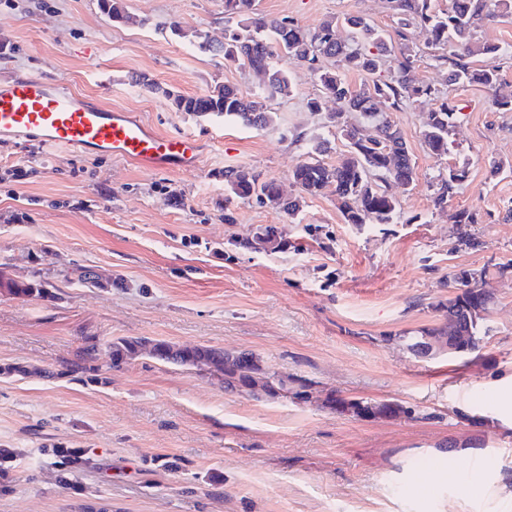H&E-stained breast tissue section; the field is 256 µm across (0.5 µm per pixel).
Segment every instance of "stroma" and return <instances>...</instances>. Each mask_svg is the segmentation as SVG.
Masks as SVG:
<instances>
[{
    "instance_id": "35a3bbf8",
    "label": "stroma",
    "mask_w": 512,
    "mask_h": 512,
    "mask_svg": "<svg viewBox=\"0 0 512 512\" xmlns=\"http://www.w3.org/2000/svg\"><path fill=\"white\" fill-rule=\"evenodd\" d=\"M114 23L100 0H0V76L35 74L139 114L159 133H195L199 169L148 170L106 154H61L0 144V281L42 283L50 296L0 288V448L13 451L0 512H512V112L478 85H452L424 56L415 78L448 95V154L422 131L434 104L403 105L392 119L416 163L394 188L391 224L345 223L332 189L306 198L296 219L253 199L225 204L223 173L245 167L298 195L292 179L311 138L323 160L348 152L325 113L309 111L317 79L287 65L292 90L268 99L263 129L175 111L169 93L229 84L248 99L258 80L240 62L203 53L171 23L223 40L224 0H122ZM260 13L315 29L362 15L385 31L388 0H257ZM474 57L512 94V18ZM154 82L148 90L146 82ZM27 167L22 181L6 173ZM465 169L446 207L439 175ZM475 213L481 245L458 240L457 210ZM16 212L21 224L9 223ZM281 227L285 250L248 248L258 228ZM487 268L490 302L478 357L415 356L405 338L443 321L448 283ZM91 271L84 280L82 271ZM149 338L248 351L306 398L226 391L221 380L140 353L113 367L110 345ZM94 351V375L74 373ZM394 400L414 417L356 418L329 395ZM483 425H474V415ZM454 451H444L448 439ZM82 448L88 461L59 473L48 451ZM179 461L167 469V458Z\"/></svg>"
}]
</instances>
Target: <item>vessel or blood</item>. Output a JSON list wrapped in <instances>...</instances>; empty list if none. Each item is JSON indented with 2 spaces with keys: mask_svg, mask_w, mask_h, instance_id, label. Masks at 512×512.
Instances as JSON below:
<instances>
[{
  "mask_svg": "<svg viewBox=\"0 0 512 512\" xmlns=\"http://www.w3.org/2000/svg\"><path fill=\"white\" fill-rule=\"evenodd\" d=\"M44 150L106 152L146 168H199L201 143L190 133L156 132L132 113L86 99L38 76L0 79V142Z\"/></svg>",
  "mask_w": 512,
  "mask_h": 512,
  "instance_id": "vessel-or-blood-1",
  "label": "vessel or blood"
}]
</instances>
